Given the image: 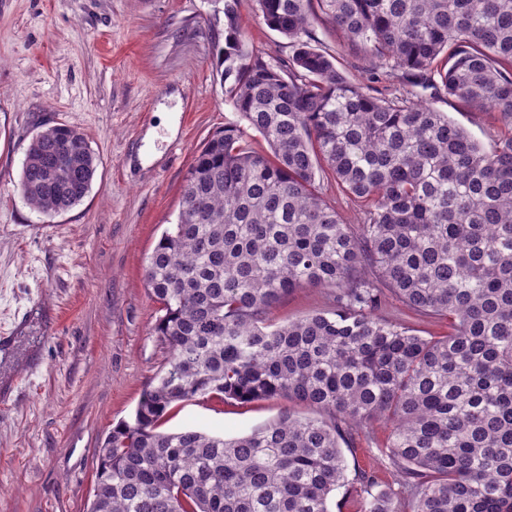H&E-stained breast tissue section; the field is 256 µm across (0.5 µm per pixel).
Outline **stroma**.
<instances>
[{
  "mask_svg": "<svg viewBox=\"0 0 512 512\" xmlns=\"http://www.w3.org/2000/svg\"><path fill=\"white\" fill-rule=\"evenodd\" d=\"M221 0H0V512H87L94 452L112 427L131 420L168 351L152 328L159 305L144 284L146 260L177 220L194 154L237 115L219 84ZM248 47L288 58L286 38L242 0ZM342 69L365 81V54L349 51L324 23L312 27ZM174 108L175 130L158 109ZM484 148L505 132L498 113L438 97ZM66 123L83 131L99 165L87 196L49 216L23 199L19 177L32 136ZM157 157L137 158L147 134ZM325 288H301L273 311L278 321L330 308ZM282 399L227 405L186 402L166 430L235 437L279 416ZM389 429L353 432L343 448L347 483L331 512H364L361 472L404 500L384 445Z\"/></svg>",
  "mask_w": 512,
  "mask_h": 512,
  "instance_id": "35a3bbf8",
  "label": "stroma"
}]
</instances>
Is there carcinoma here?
Segmentation results:
<instances>
[{
	"label": "carcinoma",
	"mask_w": 512,
	"mask_h": 512,
	"mask_svg": "<svg viewBox=\"0 0 512 512\" xmlns=\"http://www.w3.org/2000/svg\"><path fill=\"white\" fill-rule=\"evenodd\" d=\"M240 2L224 0L218 50L238 121L194 154L145 267L169 357L97 448L88 512H331L341 445L373 421L391 425L411 512H512V0H256L292 47L276 64L246 46ZM319 21L378 62L368 82L305 40ZM385 78L406 94L379 92ZM418 88L498 113L508 134L485 150ZM97 167L57 124L30 141L19 189L62 214ZM324 179L367 205L361 223L340 220ZM307 287L333 308L272 318ZM390 298L448 335L382 317ZM205 397L318 416L288 408L232 438L162 430ZM399 510L384 490L364 504Z\"/></svg>",
	"instance_id": "1"
}]
</instances>
